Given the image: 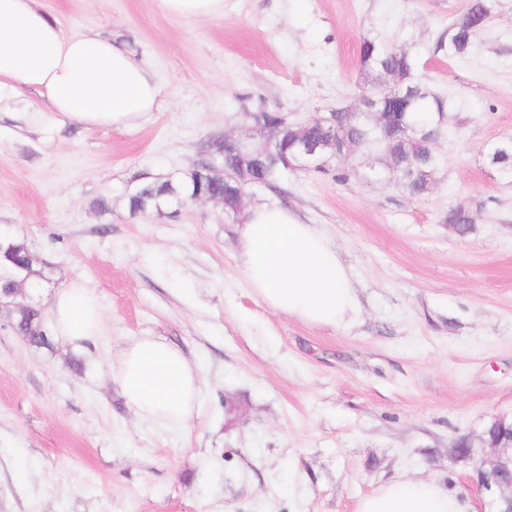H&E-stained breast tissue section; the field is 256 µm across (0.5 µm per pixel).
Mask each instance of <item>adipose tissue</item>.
<instances>
[{
  "instance_id": "1",
  "label": "adipose tissue",
  "mask_w": 512,
  "mask_h": 512,
  "mask_svg": "<svg viewBox=\"0 0 512 512\" xmlns=\"http://www.w3.org/2000/svg\"><path fill=\"white\" fill-rule=\"evenodd\" d=\"M2 88L37 91L48 112L85 128H127L154 112L165 95L146 63L100 33H65L39 0H0ZM44 112L27 103L10 117L36 125ZM238 230L243 271L269 309L332 326L354 313L351 275L315 225L286 207L260 204L245 211ZM46 325L73 343L94 338L103 325L97 297L82 281H70L56 294ZM112 377L141 417L182 426L196 411L198 370L169 344L137 340L125 348ZM356 512L469 509L435 481L406 478L360 498Z\"/></svg>"
}]
</instances>
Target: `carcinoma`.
<instances>
[{
	"label": "carcinoma",
	"mask_w": 512,
	"mask_h": 512,
	"mask_svg": "<svg viewBox=\"0 0 512 512\" xmlns=\"http://www.w3.org/2000/svg\"><path fill=\"white\" fill-rule=\"evenodd\" d=\"M492 9L491 0H468L465 10L448 26V42L439 43V49H447L452 58L468 55L473 35L485 27ZM359 65L367 77L359 87V92L364 94L362 100L365 103L377 101V107L386 111L392 133L376 128L367 112L360 113L344 126H335L330 121L313 124L307 129L295 126L288 130V136L279 138L268 155L224 150V168L235 174L233 179L214 175L213 166L200 160L176 180L138 186L128 196L130 215L145 216L168 205L213 196L224 199V214L236 221L240 215L237 208L240 178H252L266 185L288 170V164H300L297 141L300 135L324 143L334 136L336 147L349 145L347 156L331 158L313 168L315 172L346 163L352 169H366L373 176L386 178L413 197L427 195L437 183L442 167L437 141L446 121L447 100L416 77L414 56L406 47H392L383 39L368 35L361 42ZM487 163L502 175H512V143L506 141L492 146ZM444 221L463 235L474 229L469 212L462 207L448 209ZM44 278L41 270L35 268V259L23 237L5 234L0 238L1 286L24 279L28 288L36 290ZM10 322L16 333L29 337V345L53 349L52 336L39 308H32L25 316L14 311Z\"/></svg>",
	"instance_id": "obj_1"
}]
</instances>
